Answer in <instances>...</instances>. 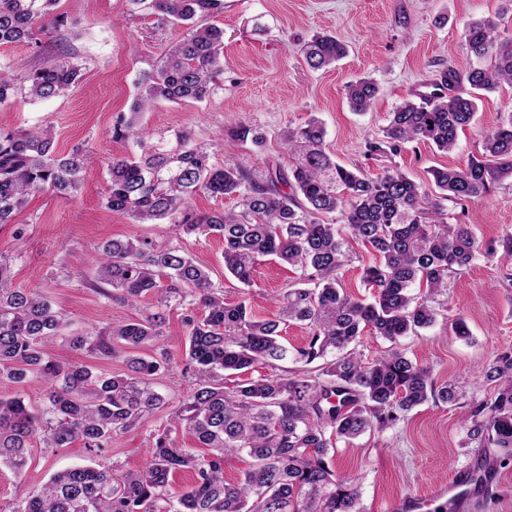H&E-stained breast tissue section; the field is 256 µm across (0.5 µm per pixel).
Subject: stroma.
Wrapping results in <instances>:
<instances>
[{
  "instance_id": "35a3bbf8",
  "label": "stroma",
  "mask_w": 512,
  "mask_h": 512,
  "mask_svg": "<svg viewBox=\"0 0 512 512\" xmlns=\"http://www.w3.org/2000/svg\"><path fill=\"white\" fill-rule=\"evenodd\" d=\"M56 12L64 22L48 23L41 47L0 46V67L21 77L67 60L81 66L82 79L62 97L17 95L0 108V129L22 133L52 127L59 152L82 147L91 151L94 162L75 196L36 194L15 223L0 225V255L10 258L14 283L40 289L73 333L135 317L140 306L152 302L148 296L137 307L111 302L88 283L95 276L93 258L104 242L168 241L164 226L138 224L108 211L102 196L108 162L131 151L127 142L113 138V127L128 114L139 76L159 65L185 29L145 10L129 12L126 0H59ZM479 19L494 20L501 35H511L512 0H224L223 13L210 19L224 30V52L223 72L209 97L178 105L157 103L142 113L139 125L154 141L187 131L195 144L208 146L212 164L239 165L261 175L269 165H290L282 133L314 115L325 126L326 151L339 164L361 168L371 177L395 167L425 185L429 168H463L478 156L484 136L512 111V88L480 92L474 119L451 152L416 141L398 154L371 157L365 144L381 138L397 105L439 83L447 67L467 66L464 27ZM317 33L334 34L347 46L346 55L331 68L313 70L303 59V46ZM367 76L379 85L375 102L367 112L352 111L345 87ZM239 122L252 126L260 143L218 147L220 135ZM442 212L448 223L472 225L479 241L489 244L512 231V183L493 185L475 203L443 201ZM179 244L210 267L213 287L225 301H246L259 316L274 313L276 295L295 278L288 264L267 260L257 266L248 287L225 273L222 239L192 233L182 235ZM437 310L431 327L394 345L430 368L435 384L477 382L481 396H491L495 385L484 381L483 371L499 349L512 344V264L497 256H477L449 276ZM185 312L172 306L161 342L174 357L170 371L154 381L165 407L116 436L98 455L79 440L67 448L34 441L22 474L0 469V512H10L20 489L40 488L57 471L85 464H117L132 471L146 466L148 436L162 432L192 390L190 378L182 374ZM458 317L467 324L469 338L454 333L452 323ZM394 345L366 336L358 350L369 360ZM47 352L59 363L78 362L105 373L125 368L123 357L103 362L60 337L48 342ZM461 418L458 406L428 401L405 412L393 426L338 443L332 466L336 474L355 479L365 512H388L406 497L447 483L458 471L474 470L481 455L495 457V449L484 452L466 444ZM472 512H512V462L494 465L491 479L475 486Z\"/></svg>"
}]
</instances>
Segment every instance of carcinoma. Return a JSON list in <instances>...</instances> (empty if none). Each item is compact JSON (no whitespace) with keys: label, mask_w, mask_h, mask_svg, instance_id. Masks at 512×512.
I'll use <instances>...</instances> for the list:
<instances>
[{"label":"carcinoma","mask_w":512,"mask_h":512,"mask_svg":"<svg viewBox=\"0 0 512 512\" xmlns=\"http://www.w3.org/2000/svg\"><path fill=\"white\" fill-rule=\"evenodd\" d=\"M58 2L0 0V46H40L36 32ZM128 2L186 26V32L163 64L143 75L129 119L114 129L115 137L134 141L138 152L112 159L105 207L139 224H165L172 236H222L224 269L246 286L266 257L294 267L295 285L280 292L275 315L259 320L246 302L226 303L213 289L209 269L181 247L109 240L95 259L89 287L131 304L153 294L156 303L131 319L68 337L73 348L100 360L127 354L126 370L106 376L51 359L46 342L66 322L45 296L14 285L11 264L0 256V383L19 390L34 379L48 384L37 411L19 395L0 397V468L15 473L28 466L37 437L47 448H66L80 438L98 454L161 408L164 399L151 380L165 371L168 359L148 351L164 336L171 302L205 310L201 319L183 318L185 374L193 378V389L169 428L149 441L146 467H71L22 496L12 512H363L357 485L329 466L337 442L388 427L431 397L456 404L470 396L463 417L468 443L511 459L512 345L488 365L485 379L497 389L482 399L473 387L448 382L435 388L430 371L401 350L391 348L367 362L351 345L367 333L395 343L434 324L433 303L448 287V274L468 267L480 247L472 225H432L425 216L441 214L443 199L477 201L492 185L512 180V113L485 135L482 158L465 169H430L432 190L399 170L367 178L338 164L325 151V129L313 115L285 135L295 156L289 169L277 165L255 176L240 166H216L188 133L175 132L173 146L162 147L144 136L137 119L159 100L202 101L210 95L221 70L224 29L205 20L224 11V0ZM464 41L477 65L462 72L450 67L441 81L456 93L435 90L404 101L390 113L382 138L367 144L370 154L395 155L415 140L449 152L477 110L471 90L512 86V37H501L490 20H474L464 27ZM346 52L331 34H318L303 48L306 63L317 70ZM79 73L77 65L58 61L20 82L1 69L0 106L19 93L35 99L63 95ZM377 93L371 78L346 85L355 112L369 110ZM91 161L80 148L57 152L49 127L21 134L0 129V225L13 223L32 195H75ZM199 192L234 197L239 211L197 214L189 200ZM336 211L344 223L321 219ZM351 239L381 257L364 269L363 281L374 288L369 302L336 287ZM289 322L309 329L305 344L290 348L283 342ZM290 359L307 368L243 377ZM178 427L205 452L176 445L170 432ZM242 452L253 467L240 480L226 481L224 459ZM185 471L193 481L179 487L175 477Z\"/></svg>","instance_id":"cac0c4a2"}]
</instances>
